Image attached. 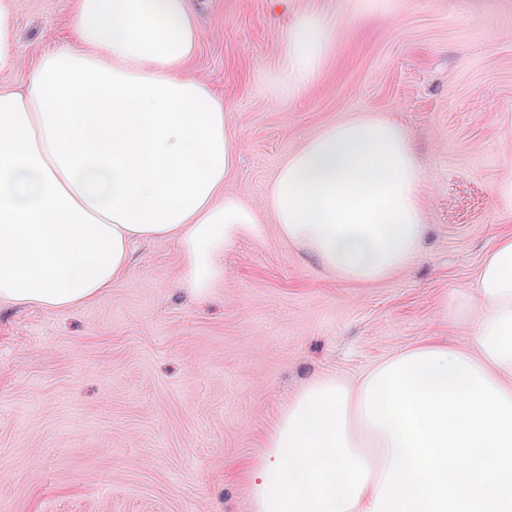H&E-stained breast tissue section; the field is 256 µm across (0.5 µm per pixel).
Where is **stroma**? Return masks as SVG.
<instances>
[{
    "mask_svg": "<svg viewBox=\"0 0 512 512\" xmlns=\"http://www.w3.org/2000/svg\"><path fill=\"white\" fill-rule=\"evenodd\" d=\"M25 70L72 38L70 0H13ZM189 70L240 138L224 191L261 236L224 254L203 301L180 286L177 240L133 247L127 275L69 311L0 303V512H250L241 468L309 380L359 376L427 339L469 348L460 304L512 233V0H192ZM334 31L318 79L275 98L284 28ZM397 120L425 177L421 255L375 283L343 280L278 235L267 189L325 125Z\"/></svg>",
    "mask_w": 512,
    "mask_h": 512,
    "instance_id": "1",
    "label": "stroma"
}]
</instances>
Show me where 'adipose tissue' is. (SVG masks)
<instances>
[{
  "mask_svg": "<svg viewBox=\"0 0 512 512\" xmlns=\"http://www.w3.org/2000/svg\"><path fill=\"white\" fill-rule=\"evenodd\" d=\"M71 21L74 44L0 84V301L79 307L127 274L132 242L165 238L182 246L183 288L204 298L225 250L259 223L224 193L239 143L223 98L187 72L200 40L190 0H72ZM16 29L13 0H0L7 79L23 66ZM331 40L317 18L290 25L273 93L311 86ZM267 200L280 238L359 283L408 265L427 231L420 165L383 116L307 138ZM473 287L481 312L460 356L512 400V235ZM370 377L319 376L281 405L245 468L251 512H371L392 451L364 416Z\"/></svg>",
  "mask_w": 512,
  "mask_h": 512,
  "instance_id": "adipose-tissue-1",
  "label": "adipose tissue"
}]
</instances>
